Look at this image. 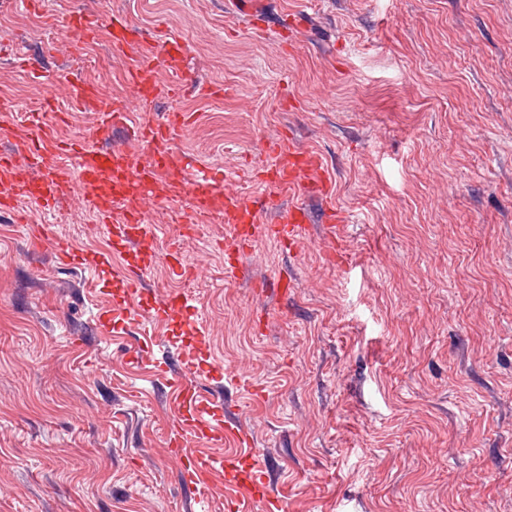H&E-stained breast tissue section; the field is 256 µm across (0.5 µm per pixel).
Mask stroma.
Instances as JSON below:
<instances>
[{
  "label": "stroma",
  "mask_w": 512,
  "mask_h": 512,
  "mask_svg": "<svg viewBox=\"0 0 512 512\" xmlns=\"http://www.w3.org/2000/svg\"><path fill=\"white\" fill-rule=\"evenodd\" d=\"M275 2L272 24L304 16L295 40L252 36L228 0H0V123L48 100L71 116L60 136L91 132L79 77L137 120L196 114L176 152L234 168L246 195L281 136L323 154L345 250L317 233L262 239L238 278L220 217L183 237L173 207L150 203L161 248L177 243L192 274L158 261L147 290L195 311L224 368L202 384L248 434L251 465L277 472L288 512H512V0ZM77 10L181 39L200 93L139 100L137 52L113 56L103 32L77 43ZM19 42L31 66L12 60ZM18 210L25 223L0 218V512H229L246 489L184 477L149 372L192 342L183 315L112 333L98 314L131 264L106 232L85 236L97 219L80 194L51 223L90 268L59 267L28 235L40 211ZM280 275L294 292L262 304L253 283Z\"/></svg>",
  "instance_id": "stroma-1"
}]
</instances>
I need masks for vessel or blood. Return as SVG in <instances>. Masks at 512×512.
<instances>
[{
	"instance_id": "obj_1",
	"label": "vessel or blood",
	"mask_w": 512,
	"mask_h": 512,
	"mask_svg": "<svg viewBox=\"0 0 512 512\" xmlns=\"http://www.w3.org/2000/svg\"><path fill=\"white\" fill-rule=\"evenodd\" d=\"M234 9L252 21L253 33L262 39H275L280 29L262 24L266 11L260 0H232ZM70 30L79 40L94 39L100 31H107L112 51L117 55L139 49L137 63L128 72V80L142 101H150L161 87L158 74L169 76V92L174 95L196 92L188 83L185 70V45L168 34L160 35L149 50H142L139 30L126 20L116 18L107 26L79 11L69 21ZM75 105L80 110H94L98 121L91 134L71 139L60 138L54 125L44 120L43 113L27 116L26 134L16 149H0V215L14 213L19 202L37 205L45 215H53L61 200L73 192H80L87 209L96 214L99 224L106 229L115 249L131 253L134 267L126 279L123 296L115 298L113 311L123 322L137 323L142 335H149L153 326L164 323L175 312L185 311L181 294L169 292L146 299L141 275L148 271L159 255V239L153 225L144 221L147 201L164 202L180 207L183 224H196L222 210L224 221L233 233L224 239L228 273H235L243 264L247 251L258 240L274 238L294 245L305 239L311 222L303 200L313 196L323 203V220L327 235H335L339 219L332 203V186L326 175L322 156L315 151L299 148L293 137L285 136L274 142L278 162L264 178V189L246 197L232 190L228 176L209 167L190 170L184 159L171 147L176 134L194 121L193 114L169 113L160 119L134 121L126 106H102L97 84L78 81ZM125 130L130 139L138 141L142 150L131 153L115 145L101 148L113 130ZM301 195L299 203L283 211L277 223L267 224L262 216L277 208L281 190ZM38 241L49 242L54 256L63 264L84 263L69 240L48 237L45 226L31 228ZM209 342L198 337L196 343L179 347L176 351L179 369L168 382L170 398L176 406L170 421L171 444L178 450L183 470L209 480L216 472L226 477H238L234 456L217 459L186 448V437L206 439L212 444L235 438L246 444L247 436L218 416L210 393L197 383L200 376L218 379L221 368H203ZM251 501L263 502L267 512H285L287 503L270 490V472L263 469L252 473L248 480Z\"/></svg>"
}]
</instances>
